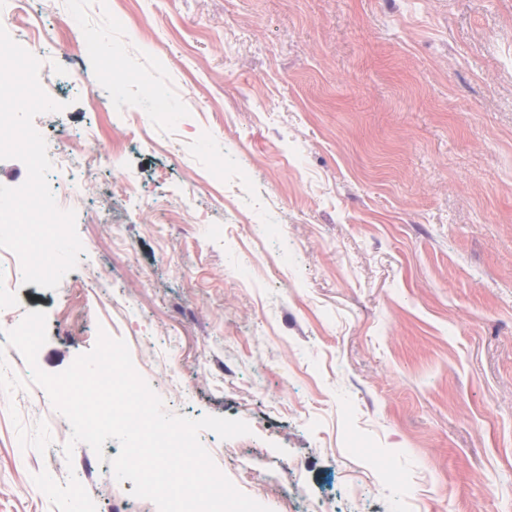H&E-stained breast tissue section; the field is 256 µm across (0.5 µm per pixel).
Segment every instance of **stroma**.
Listing matches in <instances>:
<instances>
[{
	"mask_svg": "<svg viewBox=\"0 0 512 512\" xmlns=\"http://www.w3.org/2000/svg\"><path fill=\"white\" fill-rule=\"evenodd\" d=\"M0 26L45 48L64 109L34 126L83 244L14 291L42 370L124 340L168 413L250 425L199 440L271 512H512V0H0ZM92 128L83 187L57 157ZM70 435L1 362L0 512L110 468ZM132 488L86 490L158 512Z\"/></svg>",
	"mask_w": 512,
	"mask_h": 512,
	"instance_id": "stroma-1",
	"label": "stroma"
}]
</instances>
